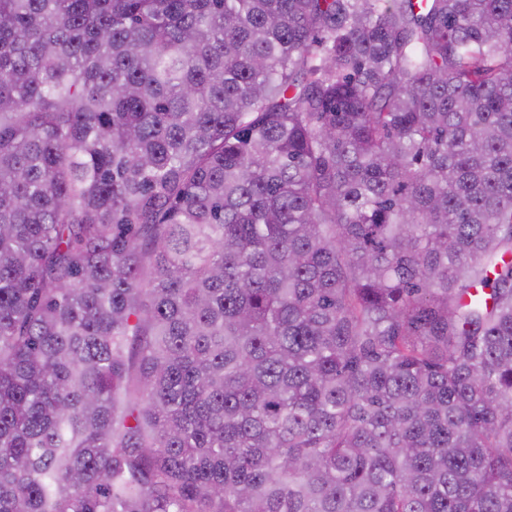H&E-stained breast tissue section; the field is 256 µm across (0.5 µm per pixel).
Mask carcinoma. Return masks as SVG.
<instances>
[{"instance_id":"obj_1","label":"carcinoma","mask_w":512,"mask_h":512,"mask_svg":"<svg viewBox=\"0 0 512 512\" xmlns=\"http://www.w3.org/2000/svg\"><path fill=\"white\" fill-rule=\"evenodd\" d=\"M0 512H512V0H0Z\"/></svg>"}]
</instances>
